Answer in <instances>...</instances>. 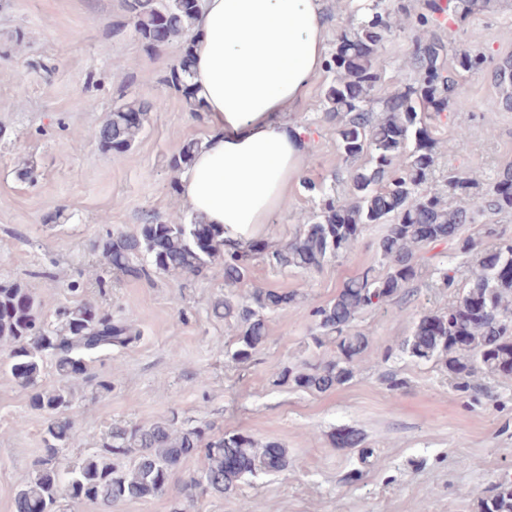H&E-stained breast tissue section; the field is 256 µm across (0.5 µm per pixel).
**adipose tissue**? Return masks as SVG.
Here are the masks:
<instances>
[{"label": "adipose tissue", "instance_id": "ef3b65f1", "mask_svg": "<svg viewBox=\"0 0 512 512\" xmlns=\"http://www.w3.org/2000/svg\"><path fill=\"white\" fill-rule=\"evenodd\" d=\"M321 0H202L191 85L208 134L179 178L188 214L246 247L284 205L303 162L290 114L324 68Z\"/></svg>", "mask_w": 512, "mask_h": 512}]
</instances>
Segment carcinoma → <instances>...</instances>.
Returning <instances> with one entry per match:
<instances>
[{
    "label": "carcinoma",
    "instance_id": "carcinoma-1",
    "mask_svg": "<svg viewBox=\"0 0 512 512\" xmlns=\"http://www.w3.org/2000/svg\"><path fill=\"white\" fill-rule=\"evenodd\" d=\"M498 0H370L363 15L342 30L324 69L333 74L321 101L326 116L336 120V142L345 160L365 159L350 176L348 189L334 193L305 177L303 187L320 197L316 210L305 213L288 243L269 241L240 250L224 247V229L195 217L178 216L168 222L149 221L136 234L108 231L94 244L99 264L86 272L89 281L102 282L100 268L119 279L151 281L157 275L178 278L204 276L220 263L230 292L212 304L215 316L233 330L232 358L250 363L268 338L266 313L283 312L299 298L296 291L254 288L239 300L232 292L247 280L252 261L268 256L281 267L318 269L344 256L367 224H384L377 243L384 272L371 267L347 279L330 302L313 310L312 345L336 347V357L314 365L283 368L275 383L324 393L348 384L365 360L370 339L355 329L365 313L393 301L420 277L419 253L429 244L456 242L459 253L475 257L471 275L459 281L453 270L436 269L437 282L453 293L446 311H430L414 320L401 353L438 365L452 376L463 392L474 388L479 373L512 378V238L495 224L483 225L479 239L462 236L465 224L481 215L438 192L424 189L434 173L437 140L427 119L450 103L465 74L488 71L499 89L500 100L487 108L512 110V60L493 63L479 49L462 47L448 54L439 38L416 39L412 53L397 68V88L379 100L375 91L382 75L377 52L396 31L409 26L424 31L448 17L465 21L475 10L491 9ZM135 32L149 49L181 39L194 27L197 0H125ZM163 82L182 92L193 111L190 69L176 63ZM381 110L374 111V106ZM154 105L118 96L93 137L109 154L129 152L142 134ZM200 141L186 142L172 156L169 167L188 168ZM448 192L469 197L476 183L454 169L445 177ZM512 165L499 174L489 190L487 207L495 213L512 211ZM140 336L133 322L112 318L108 310L91 302L55 308L47 317L42 301L19 282L0 281V349L7 353L6 372L29 390V405L47 419L44 456L38 468L19 487L16 512H57L59 500H88L106 512L133 500L164 494L180 465L205 449V464L180 489L182 501L173 512H186L200 496L226 497L240 483L259 472L288 470V451L274 441L262 443L252 435L226 432L217 438L206 426L184 428L171 417L147 426L114 424L102 449L81 462L61 465L62 453L78 438L73 415L72 385L91 379L93 356L112 347H125ZM51 362L62 385L41 384L44 364ZM333 445L359 449L367 464L373 450L364 447L363 435L343 429L332 435ZM478 512H512V483L493 487L478 500Z\"/></svg>",
    "mask_w": 512,
    "mask_h": 512
}]
</instances>
